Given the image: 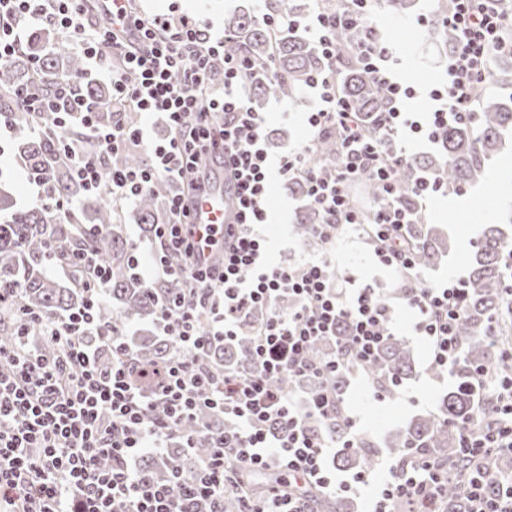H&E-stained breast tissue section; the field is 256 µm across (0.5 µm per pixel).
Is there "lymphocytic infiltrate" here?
<instances>
[{"instance_id": "obj_1", "label": "lymphocytic infiltrate", "mask_w": 512, "mask_h": 512, "mask_svg": "<svg viewBox=\"0 0 512 512\" xmlns=\"http://www.w3.org/2000/svg\"><path fill=\"white\" fill-rule=\"evenodd\" d=\"M84 2L0 0V63L23 42L19 22L25 18L66 31L89 71L109 77L108 103L83 100L70 79L62 81L54 96L30 91L21 101L47 116L49 131L77 126L87 132L95 154L72 157L73 175L87 193L105 187L129 203L170 186L168 219L155 229L158 245L151 263L134 264L133 270L151 282L175 274L187 277L195 295L162 306L156 330L174 342L175 354L143 382L133 379L127 365L128 344L97 319L109 273L93 253L70 257L89 272L83 309L38 320L17 309L18 320L37 322L39 333L22 335L14 350H0V361L13 366L10 374L0 373V512H224V495L235 490L240 473L271 470L287 480L288 492L275 487L258 499L242 496L240 512H311L304 489L329 495L351 491L356 482L368 483L366 470L356 473L353 483H337L329 465L330 454L358 449L355 433L341 440L316 436L304 421L335 413L338 398L328 379L340 371H360L376 358L391 334L397 305L415 312L413 331L426 339L436 374H452L462 354L459 284H435L417 273L404 234L420 216L395 202L403 191L429 198L443 186L424 177L406 188L397 173L409 160L404 140L437 142L449 122L470 115L474 97L490 84V61L505 46L503 34L512 30V11L493 7V0H449L440 20L454 32L456 44L445 78L428 91L432 109L422 118L405 107L416 88L394 77L398 60L371 30L375 0H345L344 11L336 14L314 9L304 18V28L328 59L342 56L337 28L368 30L356 56L384 84L387 109L378 131L366 129L337 92L335 71H326L309 83L319 100L318 109L307 116L310 144L274 160L263 144L266 118L252 109L246 93L253 78L251 62L242 54H225L224 40L214 34L211 22L198 16L142 15L132 9L131 0H98L94 14ZM218 57L224 79L216 84L210 72ZM113 104L157 115L167 136L148 144L143 128L102 121ZM326 133L338 142L331 178L311 159L314 142ZM131 147L148 148L151 162L146 168L107 169L112 154ZM211 159L221 162L231 180L236 223L193 221L189 204L207 180ZM363 174L377 186L366 208L357 207L350 195L351 185ZM276 176L303 182L309 201L323 215L311 229L319 242L330 243L344 225H368L379 262L412 281V289L396 301L369 285L347 293L337 288L324 255L288 267L268 266L260 228L268 219L266 198ZM285 294L295 305L284 315L277 303ZM259 311L265 319L250 351L252 371L215 376L203 358L205 337L233 338ZM343 325L348 333L334 355L322 363L309 361L310 346L337 335ZM88 329L111 348L110 369H102L96 350L80 340V332ZM46 337L65 343L63 356L42 353ZM477 374L491 384L494 405L488 421L463 425L464 453L475 459L512 454V345L502 351L501 369L481 367ZM284 375L313 378L319 388L294 401L270 385ZM204 408L222 410L232 430L211 437L191 430ZM274 423L285 427L284 435H273ZM205 439L212 443L211 452L182 482L179 495L136 465L145 454L165 457L172 441L188 451ZM105 457L111 467L102 466ZM447 476L437 458L405 454L384 466L373 512L431 504Z\"/></svg>"}]
</instances>
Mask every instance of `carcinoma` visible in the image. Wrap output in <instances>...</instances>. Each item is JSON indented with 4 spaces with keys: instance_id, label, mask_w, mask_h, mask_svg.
Here are the masks:
<instances>
[{
    "instance_id": "cac0c4a2",
    "label": "carcinoma",
    "mask_w": 512,
    "mask_h": 512,
    "mask_svg": "<svg viewBox=\"0 0 512 512\" xmlns=\"http://www.w3.org/2000/svg\"><path fill=\"white\" fill-rule=\"evenodd\" d=\"M262 9L276 16L297 17L302 13L301 0H265ZM224 28L235 35L225 43L227 53L246 54L266 79L249 85V95L255 109H262L269 98H286L300 103L302 89L316 74L330 67L317 45L302 31L268 28L255 11L232 14L224 18ZM362 34L340 28L336 40L345 54L338 64L337 88L352 107L361 113L367 126L377 129L375 118L386 109L385 90L379 80L358 63L355 49ZM426 39L443 52L454 48L451 30L439 23L426 32ZM512 61V52L506 51L493 58L490 64L492 82L512 85L504 78L505 60ZM85 69L84 59L75 52L68 39L54 37L50 30H41L24 43L15 55L0 64V117L15 131V152L31 173L40 174L49 188L50 196L73 199L83 193L71 176V165L63 144L54 136H39L34 128L44 121L42 114L31 112L16 102V93L37 87L44 94L59 80L78 75ZM80 93L88 100L110 98L109 86L86 81ZM473 119L451 122L439 133L436 153L412 158L398 172L401 184H410L421 177L436 179L450 189L466 188L487 183V166L504 150L505 139H512V93L508 97L480 92L474 101ZM337 144L333 135H326L319 143L314 162L329 174L336 160ZM141 155L128 150L110 157L106 165L129 168L143 166ZM164 189L143 194L136 209L128 218L140 224L147 236L155 235V225L165 220L161 196ZM8 215L0 221V292L7 305L16 303L42 317L69 314L82 307L85 293L73 280L65 284L53 279L47 266L53 252L64 247L67 251L87 249L96 253L98 260L110 275L107 288L108 304L99 313V321L115 328L117 337L126 339L122 325L135 318L144 324L158 317L159 303L171 302L187 293V283L172 277L155 284L139 280L131 273L132 244L124 237L122 225L117 223V212L112 197L101 193L93 211L85 208L75 211L62 223L51 215L50 207L36 204L25 209L14 207L13 199L0 193V213ZM295 232L309 245L316 243L308 233V225L319 221L311 204L303 206L294 217ZM408 232L416 247L417 268L420 271L435 265L453 248V242L437 228L427 224H411ZM512 240L504 236L496 224L484 228L472 252L470 271L461 281L463 315L460 322L462 356L454 374L455 390L442 401L440 415H420L409 422L397 436L385 443L384 452L401 455L409 448L422 449L441 461L461 457L462 424L474 419L477 411L487 405L491 394L486 384L475 376L480 366L494 368L500 364V350L512 342ZM499 327L497 341L488 340L489 326ZM254 323L244 324L241 333L231 343L220 338L207 339L204 357L210 366L221 373L224 368L239 369L247 365L250 343L254 338ZM19 325L16 320L0 317V348L13 350L18 345ZM336 349L333 339L313 344L309 357L322 361ZM173 351V343L166 336H140L130 344L129 362L134 369L160 365ZM414 361L406 342L397 336L389 337L382 345L376 362L363 373L380 384L385 393L396 394L395 384L410 377ZM306 427L313 434L343 438L348 431L342 417L327 423L309 420ZM191 429L220 434L224 431V416L217 410H205L191 423ZM210 451V444L201 442L192 452L176 450L161 463L150 456L142 459L140 468L154 479L167 483L174 493L180 491V480L196 472L197 462ZM378 451L369 449L361 454L338 457L339 465L348 468L373 467ZM320 512H350L351 505L344 498L317 497ZM448 507V512L467 509L462 487L457 480H449L442 498L433 506L437 510Z\"/></svg>"
}]
</instances>
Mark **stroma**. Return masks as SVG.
<instances>
[{"label":"stroma","instance_id":"obj_1","mask_svg":"<svg viewBox=\"0 0 512 512\" xmlns=\"http://www.w3.org/2000/svg\"><path fill=\"white\" fill-rule=\"evenodd\" d=\"M247 0H134L137 12L151 15H201L213 22L216 31H223L225 16L238 12ZM431 0H418L415 13L396 17L388 10L377 11L376 27L387 42L395 46L401 59L395 74L403 82L427 88L441 79L444 65L425 64L416 53L415 46L424 30L418 24L420 15H432ZM307 105L292 107L283 99L269 100L264 110L268 117L265 131L266 147L270 156L278 157L303 148L310 139L305 123L306 111L318 106L313 91L305 93ZM14 133L0 132V186L6 187L15 206L29 207L35 204L37 190L25 176V171L14 156ZM464 196L469 201L467 210H450L447 197L440 196L428 201L425 210L427 223L440 225L454 241V249L440 263L427 269V280L438 283L467 276L471 251L480 239L485 225L495 223L500 217L507 199L501 194L487 192L483 187L468 188ZM300 205L298 197L288 192L285 181H276L268 197L270 213L268 226L267 258L270 263L288 266L312 255L313 250L303 244L294 232V215ZM326 251L334 269L336 283L341 288H351L361 282H370L386 295H393L398 278L395 272L380 266L359 230L344 228ZM415 363L412 377L404 380L396 398L383 402L373 398L375 389L363 374H353L345 390V410L355 421L354 430L360 436L383 445L398 429L419 414H434L439 410L443 397L455 387L452 377L436 378L428 374V348L416 336H407Z\"/></svg>","mask_w":512,"mask_h":512}]
</instances>
